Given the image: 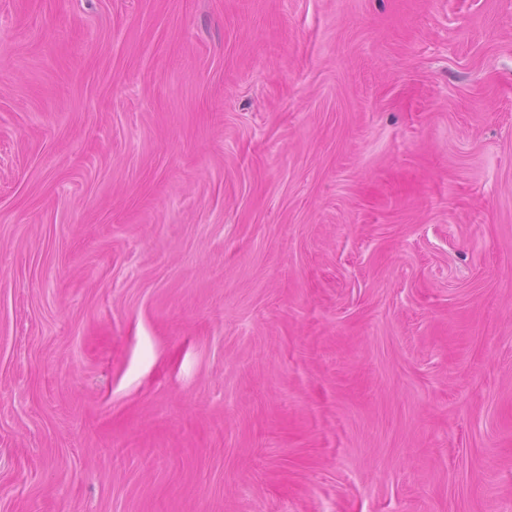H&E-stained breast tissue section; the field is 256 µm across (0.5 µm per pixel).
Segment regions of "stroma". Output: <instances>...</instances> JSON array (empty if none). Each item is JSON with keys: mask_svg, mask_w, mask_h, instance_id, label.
I'll list each match as a JSON object with an SVG mask.
<instances>
[{"mask_svg": "<svg viewBox=\"0 0 512 512\" xmlns=\"http://www.w3.org/2000/svg\"><path fill=\"white\" fill-rule=\"evenodd\" d=\"M0 512H512V0H0Z\"/></svg>", "mask_w": 512, "mask_h": 512, "instance_id": "stroma-1", "label": "stroma"}]
</instances>
